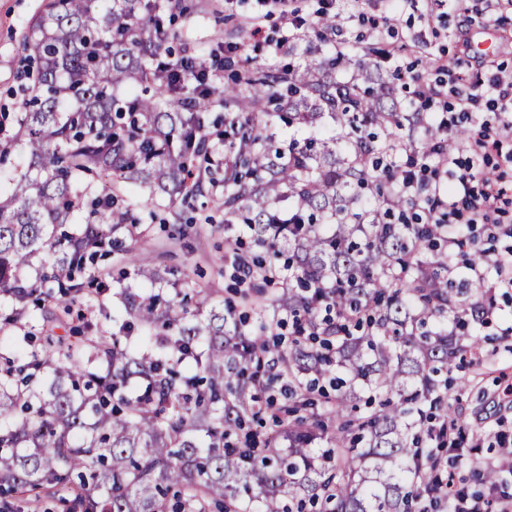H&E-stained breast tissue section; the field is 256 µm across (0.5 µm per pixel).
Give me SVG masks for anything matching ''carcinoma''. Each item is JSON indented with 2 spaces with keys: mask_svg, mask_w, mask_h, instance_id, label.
Segmentation results:
<instances>
[{
  "mask_svg": "<svg viewBox=\"0 0 512 512\" xmlns=\"http://www.w3.org/2000/svg\"><path fill=\"white\" fill-rule=\"evenodd\" d=\"M153 0H49L24 40L35 75L22 111L0 114V297L12 325L32 310L43 331L0 354V501L57 499L63 512H415L437 496L432 438L463 423L444 395L484 322V302L448 292L458 256L443 224H396L409 202L382 189L408 156L456 147L424 112L402 111L395 76L367 48L350 78L340 59L301 47L291 70L260 65L226 83L157 66L180 32L158 40ZM329 44L336 17L316 24ZM254 109L213 130L214 100ZM277 116L292 129L269 135ZM224 191V215L253 231L266 266L292 253L272 318L247 317L190 280L140 265L115 233L156 209ZM146 188L148 198L132 199ZM294 222L283 228L282 204ZM117 251L148 288L122 289L121 337L86 323L84 344L53 333L55 295L71 303L109 289L92 282L98 254ZM204 294L206 313L178 300ZM281 312L304 330L267 340ZM288 400L270 399L283 374ZM378 405L354 413L357 388ZM512 457L463 481L493 484Z\"/></svg>",
  "mask_w": 512,
  "mask_h": 512,
  "instance_id": "obj_1",
  "label": "carcinoma"
}]
</instances>
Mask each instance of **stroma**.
Masks as SVG:
<instances>
[{
	"mask_svg": "<svg viewBox=\"0 0 512 512\" xmlns=\"http://www.w3.org/2000/svg\"><path fill=\"white\" fill-rule=\"evenodd\" d=\"M47 0H0V112L22 109L19 73L25 52L24 36L28 25L44 9ZM192 11L175 20L181 39L173 43L174 54H198L203 43L224 39L238 40L242 49L238 61L252 59L264 65H283V58L270 55L259 47L250 31L245 30L247 17L260 12L257 0H235L225 8L224 0H186ZM429 0H419L416 10L397 15L390 43L404 46L402 64H414L426 70L431 59L445 57L459 64L463 85H470L479 69L478 59L486 58L512 69V11L503 12L498 23L486 22L479 15L464 16L456 12L442 14L432 24H425L430 14ZM183 234L173 235L177 215L167 223L142 219L128 225L118 235L133 246L144 263L165 269L171 281L191 279L199 287L212 289L216 299L225 304L239 303L246 287L235 277V257L252 258L255 248L244 226L225 223L224 208L218 194L199 198ZM121 308L114 291H107L92 303L73 306L67 316L68 326L80 320L97 323L105 333H112V318ZM493 322L481 328L485 340L478 354L467 356L463 369L453 371L454 385L448 403L463 420L469 435L480 439V447L461 443L458 449L445 452L443 468L464 477L485 468L505 453L512 440V396L504 388L512 385V290L502 288L494 294Z\"/></svg>",
	"mask_w": 512,
	"mask_h": 512,
	"instance_id": "stroma-1",
	"label": "stroma"
}]
</instances>
